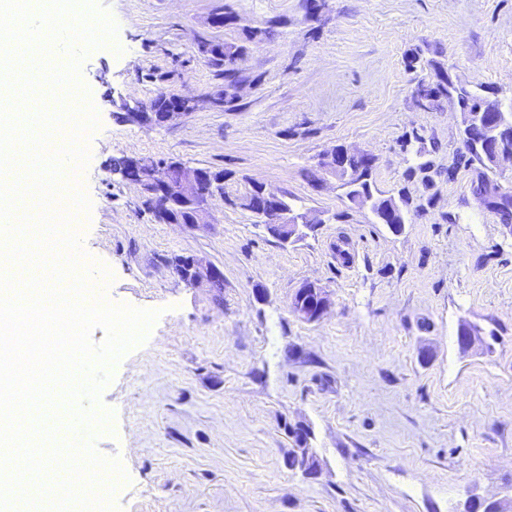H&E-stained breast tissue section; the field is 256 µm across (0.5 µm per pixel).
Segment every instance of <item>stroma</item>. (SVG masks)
Segmentation results:
<instances>
[{
    "instance_id": "obj_1",
    "label": "stroma",
    "mask_w": 512,
    "mask_h": 512,
    "mask_svg": "<svg viewBox=\"0 0 512 512\" xmlns=\"http://www.w3.org/2000/svg\"><path fill=\"white\" fill-rule=\"evenodd\" d=\"M98 4L117 33L81 67L99 127L90 209L72 219L108 300L159 313L99 396L118 512H464L473 496L512 512V231L456 163L459 112L421 109L405 65L418 49L512 97V0H326L314 18L304 0ZM226 11L236 23L209 26ZM203 41L248 45L233 104L212 102L224 79ZM161 92L198 106L165 127L122 121ZM334 146L370 153L376 188L417 203L401 231L319 169ZM127 156L225 172L207 224L158 223L112 171ZM422 160L428 184L406 177ZM257 184L320 224L280 243L243 205ZM191 255L223 270L222 291L178 277ZM307 282L331 301L315 323L291 311ZM464 320L481 330L465 351ZM299 424L312 475L288 465Z\"/></svg>"
}]
</instances>
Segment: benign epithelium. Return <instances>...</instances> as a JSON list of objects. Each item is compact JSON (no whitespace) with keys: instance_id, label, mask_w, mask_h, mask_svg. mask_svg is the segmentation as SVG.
Masks as SVG:
<instances>
[{"instance_id":"7a95c632","label":"benign epithelium","mask_w":512,"mask_h":512,"mask_svg":"<svg viewBox=\"0 0 512 512\" xmlns=\"http://www.w3.org/2000/svg\"><path fill=\"white\" fill-rule=\"evenodd\" d=\"M172 103L167 105L164 112H141L135 108L127 109L132 122L150 126L170 125L178 119L190 114L196 109V101L189 97H171ZM503 110L501 100H489L478 112L466 117L465 127H474L484 134L487 132L485 113ZM350 157L372 156L367 152L351 151L341 146L330 148L323 152L320 166L334 173L340 181L353 176L347 167ZM123 178L140 188L146 204L152 207L156 219L161 223L180 224L182 219L177 211L167 205L157 206L161 199L190 208L191 218L187 226L196 227L203 223L211 200L219 187L224 183V177L215 172L199 167L178 165L173 161L162 162L151 158H131L128 169L123 171ZM261 197L262 202L254 205L244 201V207L252 212L267 231L282 243H288L298 237L302 229L318 223V218L307 213H295L288 209L282 195L271 192L263 187H253ZM179 276L193 286L204 285L214 287L224 281V273L212 264L187 256L178 262ZM330 301L325 289L314 284L306 283L294 295L292 308L294 312L307 322H316L322 318L329 307Z\"/></svg>"}]
</instances>
